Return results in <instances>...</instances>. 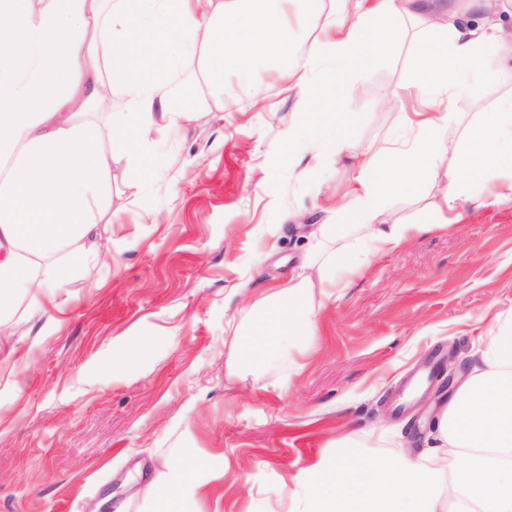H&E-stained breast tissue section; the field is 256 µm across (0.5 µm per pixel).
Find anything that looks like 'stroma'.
<instances>
[{"mask_svg":"<svg viewBox=\"0 0 512 512\" xmlns=\"http://www.w3.org/2000/svg\"><path fill=\"white\" fill-rule=\"evenodd\" d=\"M286 17L299 49L325 15L291 0ZM393 25L391 54L341 81L316 62L303 97L289 93L284 59L254 64L249 85L225 69L216 86L206 54L189 60L198 118L155 134L167 164L149 178L113 159L102 261L67 286L66 320L24 307L0 338V359L15 344L24 353L14 386L0 383V512H154L166 467L187 472L177 512H290L345 430L385 431L390 453L432 447L448 396L407 402L402 381L443 350L464 380L481 336L512 315V198L482 179L472 194L483 206L457 203L460 223L415 233L326 301L314 348L276 351L237 377L225 366L227 322L250 290L300 265L313 226L347 202L362 153L426 101L407 82L432 32L411 15ZM511 95L473 82L443 138ZM327 101L350 131L344 152L314 134L289 143V127ZM443 188L394 199L392 220H419Z\"/></svg>","mask_w":512,"mask_h":512,"instance_id":"1","label":"stroma"}]
</instances>
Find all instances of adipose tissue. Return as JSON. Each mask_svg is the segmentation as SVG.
Segmentation results:
<instances>
[{"mask_svg": "<svg viewBox=\"0 0 512 512\" xmlns=\"http://www.w3.org/2000/svg\"><path fill=\"white\" fill-rule=\"evenodd\" d=\"M288 0H48L33 15L31 0H0V333L8 334L21 299L43 312L63 313L57 293L76 274L100 260L98 217L112 194V156L146 175L149 143L161 128L179 131L196 120L180 105L169 78L151 76L137 62L130 31L154 36L188 59L201 48L216 71L235 60L239 78L250 82L255 59L287 57L291 39ZM480 8L479 23L468 21ZM334 18L322 24L289 70L288 88L305 94L309 65L332 57L337 73L389 53L393 21L412 14L441 29L442 40H421L411 84L430 100L413 143L363 153L358 186L335 221L314 236L325 255H311L304 273L254 293L229 322L233 338L226 369L241 370L279 342L315 339L321 300L337 287L339 274L364 270L373 254L403 245L419 224L393 222L389 200L411 196L445 177V204L470 200L462 172L495 178L512 172V96L470 127L463 144L445 141L451 104L482 78L512 80V32L503 23L502 0H336ZM366 50H359V43ZM495 68L483 71L484 58ZM146 78L124 76L133 65ZM120 84L123 111L109 128L77 119L79 110L103 106ZM123 139L113 145L112 130ZM460 155V169L438 172L434 159ZM432 448L401 452L395 463L362 459L355 433L315 469L293 512H512V319H497L486 336L480 363L435 419Z\"/></svg>", "mask_w": 512, "mask_h": 512, "instance_id": "adipose-tissue-1", "label": "adipose tissue"}]
</instances>
